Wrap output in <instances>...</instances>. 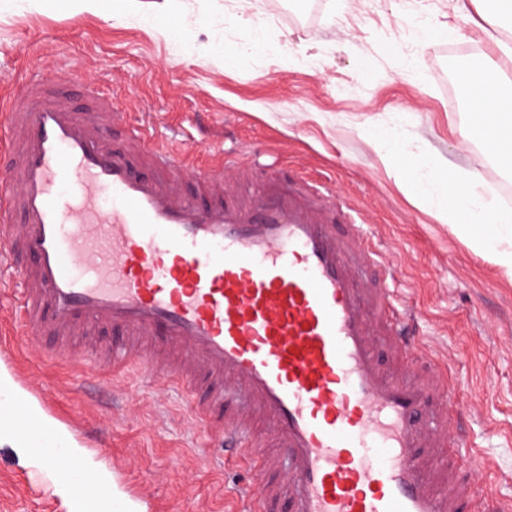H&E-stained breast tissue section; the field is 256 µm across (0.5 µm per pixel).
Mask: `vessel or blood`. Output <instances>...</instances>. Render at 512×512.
I'll return each instance as SVG.
<instances>
[{
  "label": "vessel or blood",
  "mask_w": 512,
  "mask_h": 512,
  "mask_svg": "<svg viewBox=\"0 0 512 512\" xmlns=\"http://www.w3.org/2000/svg\"><path fill=\"white\" fill-rule=\"evenodd\" d=\"M82 91L94 109L29 77L0 105V221H19L0 235V268L17 276L27 335L70 355L81 336L118 330L105 368L159 372L252 473L232 512H512L439 464L438 449L468 444L460 381L422 347L369 226L337 234L351 207L334 189L273 170L226 192L207 148L136 129L113 145L121 110L95 84ZM81 467L69 458L53 477L102 506Z\"/></svg>",
  "instance_id": "obj_1"
}]
</instances>
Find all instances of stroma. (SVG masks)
<instances>
[{"label": "stroma", "mask_w": 512, "mask_h": 512, "mask_svg": "<svg viewBox=\"0 0 512 512\" xmlns=\"http://www.w3.org/2000/svg\"><path fill=\"white\" fill-rule=\"evenodd\" d=\"M456 2L112 0L94 13L73 0H0V102L27 75L54 86L92 81L151 143L177 138L324 177L380 237L425 342L466 382L463 461L482 462L471 478L512 500V281L450 230L438 182L451 166L476 183V204L512 201V172L477 135L461 134L470 107L456 80L477 63L512 80V59L498 48L512 44V23L482 32L476 12ZM441 26L450 34L421 39ZM492 184L502 194L491 196ZM52 349L48 336L14 337L0 378L25 372L44 418L103 433L108 458L78 437L70 443L95 470L125 464L111 483L128 512H228L239 468L206 453L184 395L148 368L90 383L95 361L52 360ZM49 471L35 452L0 445V512H76Z\"/></svg>", "instance_id": "1"}]
</instances>
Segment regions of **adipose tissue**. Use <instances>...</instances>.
I'll list each match as a JSON object with an SVG mask.
<instances>
[{
  "label": "adipose tissue",
  "instance_id": "ef3b65f1",
  "mask_svg": "<svg viewBox=\"0 0 512 512\" xmlns=\"http://www.w3.org/2000/svg\"><path fill=\"white\" fill-rule=\"evenodd\" d=\"M460 81L468 90L469 121L478 124L493 118L512 129V92L503 87V73L495 66L463 71ZM448 206L446 219L452 232L465 236L471 246L486 254L501 274L512 279V213L491 206L475 207L473 189L459 183L454 170L441 177Z\"/></svg>",
  "mask_w": 512,
  "mask_h": 512
}]
</instances>
